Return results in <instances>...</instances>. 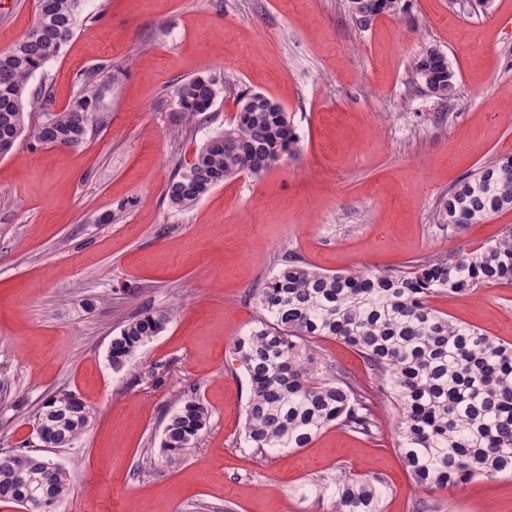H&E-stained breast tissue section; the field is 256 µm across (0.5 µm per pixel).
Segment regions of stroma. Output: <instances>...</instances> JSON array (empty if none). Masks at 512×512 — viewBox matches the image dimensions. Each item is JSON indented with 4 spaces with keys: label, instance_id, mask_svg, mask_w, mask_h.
Here are the masks:
<instances>
[{
    "label": "stroma",
    "instance_id": "stroma-1",
    "mask_svg": "<svg viewBox=\"0 0 512 512\" xmlns=\"http://www.w3.org/2000/svg\"><path fill=\"white\" fill-rule=\"evenodd\" d=\"M37 0H0V52L36 21ZM441 50L451 98L413 67ZM106 88L85 140L21 141L0 158V453H43L69 472L56 512H328L301 485L375 474L383 512H512V475L418 488L397 450V413L369 365L319 346L377 394L376 439L327 426L304 448L261 457L242 430L249 376L233 350L262 312L255 296L295 257L326 273L409 270L512 232V209L478 224L437 221L448 192L512 157V0H399L359 21L347 0H84L77 28L36 79L49 110L81 72ZM213 79L210 112L188 125L177 87ZM289 113L297 149L262 179L240 174L187 210L176 170L232 122L241 92ZM453 320L512 343V284L432 297ZM167 329L113 371L112 339L146 311ZM77 395L89 422L72 445L39 449L45 400ZM208 423L167 463L163 432L184 397Z\"/></svg>",
    "mask_w": 512,
    "mask_h": 512
}]
</instances>
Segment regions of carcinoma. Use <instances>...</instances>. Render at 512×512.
<instances>
[{
    "label": "carcinoma",
    "instance_id": "carcinoma-1",
    "mask_svg": "<svg viewBox=\"0 0 512 512\" xmlns=\"http://www.w3.org/2000/svg\"><path fill=\"white\" fill-rule=\"evenodd\" d=\"M351 15L365 20L378 0H348ZM80 10L75 0H38L32 30L0 53V156L26 136L41 145L76 146L97 110V73L80 75L79 94L59 112L45 111L43 88L31 81L73 34ZM414 67L426 88L448 95L451 67L430 47ZM213 80L196 77L176 89V103L191 124L212 107ZM42 119L32 123L33 115ZM298 139L278 103L256 105L203 143L181 166L167 194L177 209H190L212 189L241 173L259 180L292 153ZM512 208V157L482 166L457 183L438 212L442 224L478 223ZM481 284H512V232L454 257L429 256L409 271L331 274L290 260L257 295L264 318L237 338L235 353L249 375L243 441L266 457L306 447L325 427L375 438V398L340 364L317 349L323 338L354 349L377 377L380 394L397 411L398 451L422 489L448 488L481 476L512 474V343L448 318L430 304L442 293ZM171 315L153 311L134 319L112 339L109 362L119 371L165 331ZM208 411L194 396L184 399L164 429L162 448L172 463L192 449ZM39 420L61 447L88 422L82 403L69 395L47 400ZM70 479L43 455L0 456V501L21 506L44 499L61 504ZM387 485L377 476L338 475L301 487V496L330 503L331 512H382Z\"/></svg>",
    "mask_w": 512,
    "mask_h": 512
}]
</instances>
